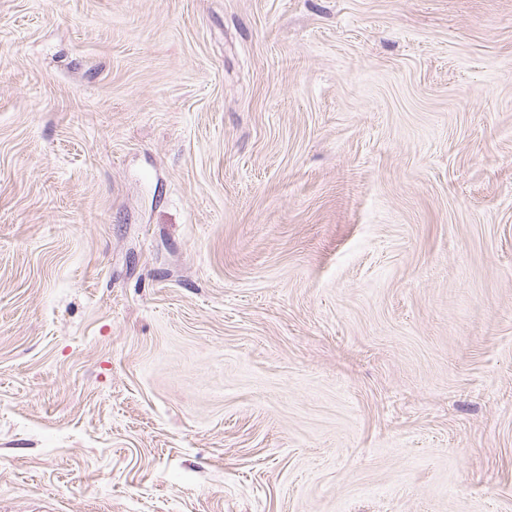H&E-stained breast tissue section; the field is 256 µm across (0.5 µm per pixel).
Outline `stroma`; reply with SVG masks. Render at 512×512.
Here are the masks:
<instances>
[{"instance_id": "1", "label": "stroma", "mask_w": 512, "mask_h": 512, "mask_svg": "<svg viewBox=\"0 0 512 512\" xmlns=\"http://www.w3.org/2000/svg\"><path fill=\"white\" fill-rule=\"evenodd\" d=\"M0 512H512V0H0Z\"/></svg>"}]
</instances>
